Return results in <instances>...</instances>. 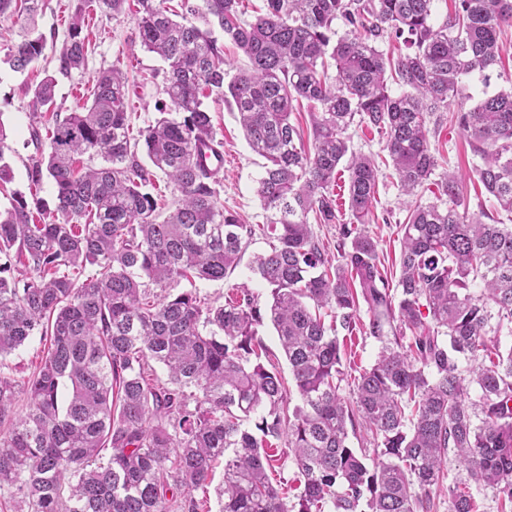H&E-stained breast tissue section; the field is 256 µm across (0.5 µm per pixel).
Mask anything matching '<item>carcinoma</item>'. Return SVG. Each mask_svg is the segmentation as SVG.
Segmentation results:
<instances>
[{
  "mask_svg": "<svg viewBox=\"0 0 512 512\" xmlns=\"http://www.w3.org/2000/svg\"><path fill=\"white\" fill-rule=\"evenodd\" d=\"M128 2L78 0L59 70L85 67L87 12ZM135 2L141 42L167 66L160 118L139 131L145 158L121 69L98 72L89 99L47 125L56 79L28 88L31 198L14 192L0 211V256L25 276L21 284L0 264V491L10 512H199L194 492H208L221 459L219 512H434L439 491L449 512H478L474 484L512 505V346L501 351L498 336L512 326V90L468 105L469 79L501 59L512 0H458L441 22L436 0H266L251 21L242 0H202L180 20L164 0ZM37 7L0 0V23ZM214 26L247 69L228 76ZM386 34L402 40L395 57L377 46ZM43 43L31 31L8 62L27 69ZM207 91L238 112L249 148L267 161L256 194L274 244L252 266L270 288L263 309L246 288L216 307L167 291L226 278L252 235L218 202L224 142L203 107ZM450 98L493 214L460 213L457 177L432 179L428 124ZM299 100L308 146L291 121ZM356 121L382 137L402 194L437 186L435 200L408 204L393 286L364 227L379 167L350 151ZM7 139L0 122V191L14 178ZM84 154L102 162L81 169ZM157 170L180 193L170 207L147 191ZM341 171L353 221L339 227L334 265L309 218L338 221ZM46 178L51 204L38 197ZM153 286L165 294L151 298ZM266 320L294 379L292 408L276 364L260 361ZM358 326L380 348L349 400L336 332ZM36 334L50 348L19 385L1 360ZM152 361L167 382H151ZM350 426L374 458L349 446ZM283 437L298 470L292 506L267 474L268 449ZM450 448L464 475L449 481Z\"/></svg>",
  "mask_w": 512,
  "mask_h": 512,
  "instance_id": "cac0c4a2",
  "label": "carcinoma"
}]
</instances>
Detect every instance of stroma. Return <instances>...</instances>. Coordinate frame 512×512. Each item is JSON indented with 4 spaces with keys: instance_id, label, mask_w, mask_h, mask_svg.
Returning a JSON list of instances; mask_svg holds the SVG:
<instances>
[{
    "instance_id": "obj_1",
    "label": "stroma",
    "mask_w": 512,
    "mask_h": 512,
    "mask_svg": "<svg viewBox=\"0 0 512 512\" xmlns=\"http://www.w3.org/2000/svg\"><path fill=\"white\" fill-rule=\"evenodd\" d=\"M77 0H38L35 23L26 17L7 21V30L0 37V122L4 123L10 146L6 158L10 162L14 179L11 190L27 193L26 164L35 152L30 137V86L44 75H54L56 84V109L68 113L88 96L93 76L102 69L118 67L125 71L131 83L129 121L133 130H140L158 118V102L164 100V64L141 43L137 19L134 13L112 14L94 11L89 15L83 30L89 45L86 66L62 75L57 71V50L68 34L70 16ZM36 26L46 39L41 57L22 72L14 71L6 61L12 43L24 39L29 26ZM506 50L502 65L494 66L485 76L474 77L469 83L473 97L483 92L512 88V29L503 35ZM217 136L224 141V167L219 174V198L226 210L235 214L240 223L252 225L254 236L238 267L221 281L199 280L195 288L200 297L216 303H225L235 297L238 289L249 288L258 297L259 304H266L269 288L252 271L255 255L269 252L267 237L261 231L266 213L256 195L257 180L263 172V158L248 148L236 114L222 96L214 94L205 99ZM458 110L456 101H449L448 110L441 116L431 145L438 158L440 169L454 171L464 188L465 204L469 212L478 211L486 200L485 190L478 182L475 168L480 160L474 157L466 137L455 122ZM350 148L352 151L373 156L381 176L378 193L373 203L368 231L379 242V256L389 278L399 276L401 249V224L407 217L404 197L393 177L392 165L382 140L371 129L351 126Z\"/></svg>"
}]
</instances>
